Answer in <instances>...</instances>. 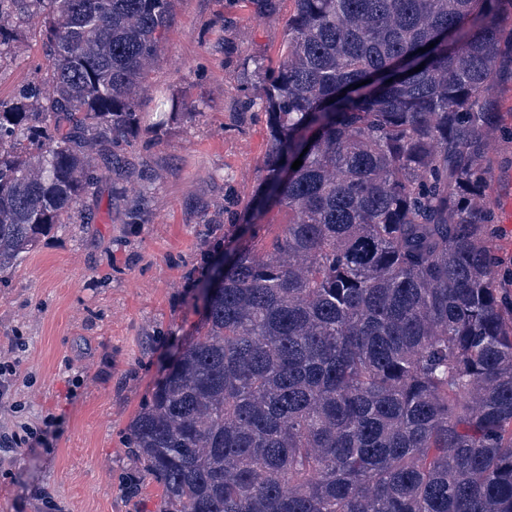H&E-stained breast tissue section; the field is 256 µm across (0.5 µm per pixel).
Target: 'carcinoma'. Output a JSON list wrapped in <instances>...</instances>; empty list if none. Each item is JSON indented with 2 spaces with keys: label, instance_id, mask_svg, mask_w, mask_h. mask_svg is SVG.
I'll list each match as a JSON object with an SVG mask.
<instances>
[{
  "label": "carcinoma",
  "instance_id": "carcinoma-1",
  "mask_svg": "<svg viewBox=\"0 0 512 512\" xmlns=\"http://www.w3.org/2000/svg\"><path fill=\"white\" fill-rule=\"evenodd\" d=\"M44 5L49 86L0 101V282L89 223L94 156L118 162L175 20V0H0V45ZM295 5L244 207L288 223L201 284L128 448L160 512H512V300L485 193L512 0ZM224 237L210 225L209 252Z\"/></svg>",
  "mask_w": 512,
  "mask_h": 512
}]
</instances>
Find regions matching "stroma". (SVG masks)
Instances as JSON below:
<instances>
[{"label":"stroma","instance_id":"obj_1","mask_svg":"<svg viewBox=\"0 0 512 512\" xmlns=\"http://www.w3.org/2000/svg\"><path fill=\"white\" fill-rule=\"evenodd\" d=\"M294 0H178L140 99L141 128L85 199L87 224L42 238L0 288V512H158L162 490L123 433L201 319L191 268L208 225L259 184L269 132L266 75ZM42 13L13 21L0 100L41 81ZM487 197L512 184V85L498 92ZM37 434L32 447L11 436ZM137 492H129V485Z\"/></svg>","mask_w":512,"mask_h":512}]
</instances>
